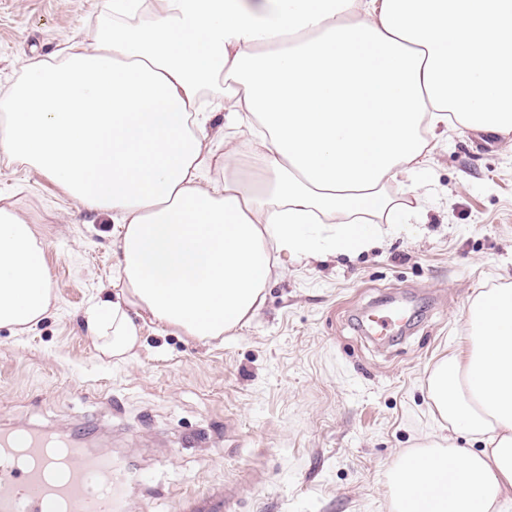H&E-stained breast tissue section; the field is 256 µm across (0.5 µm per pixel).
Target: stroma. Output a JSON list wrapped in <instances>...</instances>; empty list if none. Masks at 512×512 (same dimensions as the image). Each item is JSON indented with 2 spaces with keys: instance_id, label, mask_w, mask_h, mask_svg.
<instances>
[{
  "instance_id": "stroma-1",
  "label": "stroma",
  "mask_w": 512,
  "mask_h": 512,
  "mask_svg": "<svg viewBox=\"0 0 512 512\" xmlns=\"http://www.w3.org/2000/svg\"><path fill=\"white\" fill-rule=\"evenodd\" d=\"M111 23L101 0H0V97L22 60ZM388 193L399 209L367 250L281 254L244 327L205 344L143 317L117 363L82 319L120 291L115 224L0 157V205L33 225L56 297L33 332L0 328V425L93 434L146 477L127 512H173L219 484L229 512H392L389 473L436 427L430 369L462 343L478 293L512 288V146L454 125ZM400 297L409 330L377 346L357 317Z\"/></svg>"
}]
</instances>
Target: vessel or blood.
<instances>
[{"label": "vessel or blood", "instance_id": "vessel-or-blood-1", "mask_svg": "<svg viewBox=\"0 0 512 512\" xmlns=\"http://www.w3.org/2000/svg\"><path fill=\"white\" fill-rule=\"evenodd\" d=\"M406 310L396 306L365 314L368 336L397 335ZM130 478L110 452H82L65 439L34 428L0 429V512H125ZM224 493L190 495L177 512H223Z\"/></svg>", "mask_w": 512, "mask_h": 512}]
</instances>
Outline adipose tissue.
<instances>
[{
  "label": "adipose tissue",
  "mask_w": 512,
  "mask_h": 512,
  "mask_svg": "<svg viewBox=\"0 0 512 512\" xmlns=\"http://www.w3.org/2000/svg\"><path fill=\"white\" fill-rule=\"evenodd\" d=\"M111 2L97 43L23 60L0 98V155L119 226L120 294L84 314L105 357L139 347L130 309L204 343L254 314L277 255L369 248L387 185L449 123L512 142V0ZM53 304L41 242L1 206L0 327ZM428 389L448 431L400 462L397 505L512 512V288L474 299Z\"/></svg>",
  "instance_id": "1"
}]
</instances>
